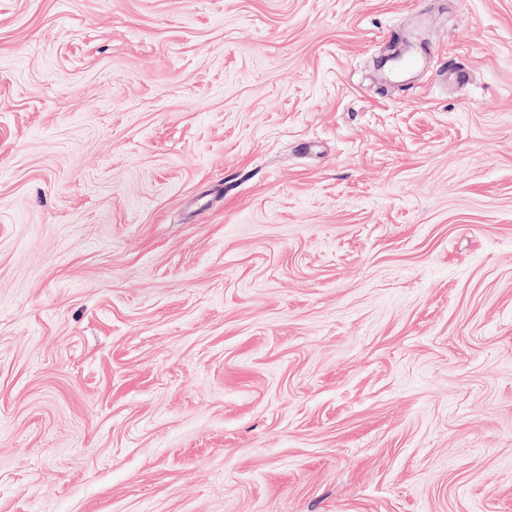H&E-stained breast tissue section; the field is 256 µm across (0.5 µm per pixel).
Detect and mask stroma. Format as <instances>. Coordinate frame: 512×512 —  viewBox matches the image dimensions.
<instances>
[{"mask_svg": "<svg viewBox=\"0 0 512 512\" xmlns=\"http://www.w3.org/2000/svg\"><path fill=\"white\" fill-rule=\"evenodd\" d=\"M0 512H512V0H0Z\"/></svg>", "mask_w": 512, "mask_h": 512, "instance_id": "1", "label": "stroma"}]
</instances>
